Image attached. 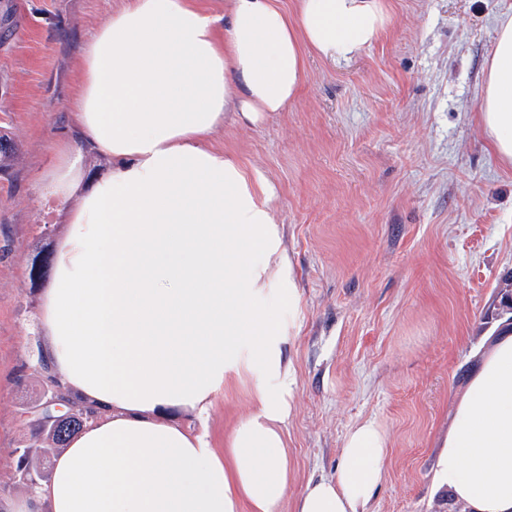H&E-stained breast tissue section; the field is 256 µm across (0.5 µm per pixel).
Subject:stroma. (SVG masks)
Wrapping results in <instances>:
<instances>
[{"instance_id": "obj_1", "label": "stroma", "mask_w": 512, "mask_h": 512, "mask_svg": "<svg viewBox=\"0 0 512 512\" xmlns=\"http://www.w3.org/2000/svg\"><path fill=\"white\" fill-rule=\"evenodd\" d=\"M129 0H0V499L23 496L18 455L53 381L38 323L67 215L42 179L63 138L85 156L82 188L112 168L82 140L69 103L87 36ZM391 20L351 59L308 54L301 96L257 122L227 119L212 145L277 186L273 215L296 270L295 369L284 427L294 512L335 477L344 437L388 436L370 512H448L435 488L475 354L505 322L512 273V167L477 120L495 27L512 0H388ZM253 408L230 375L206 417H178L217 454Z\"/></svg>"}]
</instances>
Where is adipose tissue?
Returning a JSON list of instances; mask_svg holds the SVG:
<instances>
[{
	"label": "adipose tissue",
	"instance_id": "adipose-tissue-1",
	"mask_svg": "<svg viewBox=\"0 0 512 512\" xmlns=\"http://www.w3.org/2000/svg\"><path fill=\"white\" fill-rule=\"evenodd\" d=\"M385 0H231L226 19L187 0H132L85 40L70 110L112 170L81 191L83 154L65 140L43 185L68 216L43 295L44 360L94 413L49 481L0 512H279L288 496L282 423L292 373V262L275 185L214 149L234 109L282 112L305 53L350 59L372 46ZM478 121L512 166V15L499 18ZM253 381V410L229 458L171 414L208 411L228 375ZM439 480L469 512H512V334L482 354L442 441ZM388 439L351 429L335 478L309 483L294 512H366Z\"/></svg>",
	"mask_w": 512,
	"mask_h": 512
}]
</instances>
